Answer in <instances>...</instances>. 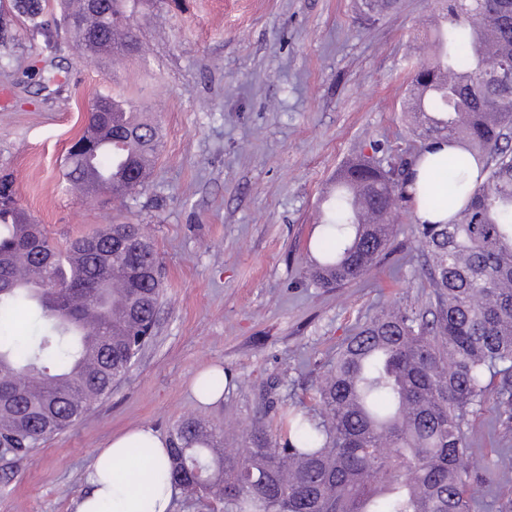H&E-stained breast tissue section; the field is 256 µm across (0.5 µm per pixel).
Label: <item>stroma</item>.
<instances>
[{"label":"stroma","mask_w":512,"mask_h":512,"mask_svg":"<svg viewBox=\"0 0 512 512\" xmlns=\"http://www.w3.org/2000/svg\"><path fill=\"white\" fill-rule=\"evenodd\" d=\"M439 9L399 0L395 14L366 25L355 0H142L132 20L140 49L120 58L78 49L63 29L48 47L0 15L14 36L0 69V174L57 246L106 224L144 225L163 281L154 336L111 396L29 456H0V512H72L95 451L131 427L165 437L198 416L236 447L258 420L283 435L278 408L312 404L313 385L359 324L425 303L411 200L365 277L319 288L307 270L322 236V188L337 169L359 154L395 168L421 151L403 103ZM42 72L60 79L42 85ZM100 94L163 132L144 188L118 202L65 189L64 155ZM211 368L233 382L203 406L191 382ZM466 435L475 469L492 474L480 512H497L512 499V472L498 469L512 428L486 406Z\"/></svg>","instance_id":"1"}]
</instances>
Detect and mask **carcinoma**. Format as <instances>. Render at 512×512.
Wrapping results in <instances>:
<instances>
[{
	"mask_svg": "<svg viewBox=\"0 0 512 512\" xmlns=\"http://www.w3.org/2000/svg\"><path fill=\"white\" fill-rule=\"evenodd\" d=\"M131 2L139 0L67 8L78 23L71 38L95 54L130 52ZM396 5L377 0L369 10L360 0L358 19L374 22ZM12 9L51 41L42 0H12ZM440 14L447 23L411 79V88H429L411 121L425 140L458 142L491 162L470 190L463 159L448 158L444 174L467 201L448 223L416 229L426 307L385 308L364 322L322 375L315 406L281 412L284 439L260 422L227 452L224 429L204 419L170 430V479L224 502V512H477L471 487L486 477L471 467L469 416L491 401L496 421L512 424V84L483 79L491 66L512 69V0H443ZM484 35L496 43L492 54L480 50ZM87 126L66 151L68 189L122 198L143 189L142 163L162 146L158 128L108 95L92 100ZM332 182L320 216L326 244L309 269L322 288L364 277L387 252L394 225L370 231L362 208H395L413 179L359 155ZM19 257L35 266L36 281L18 277ZM46 279L54 291L39 289ZM161 295L143 225L111 224L59 249L18 200L0 203V438L26 456L79 421L89 394L110 395L151 339ZM33 306L46 321L63 319L47 334L13 335L18 314ZM92 344L97 364L84 369ZM33 381L46 387L35 392Z\"/></svg>",
	"mask_w": 512,
	"mask_h": 512,
	"instance_id": "obj_1",
	"label": "carcinoma"
}]
</instances>
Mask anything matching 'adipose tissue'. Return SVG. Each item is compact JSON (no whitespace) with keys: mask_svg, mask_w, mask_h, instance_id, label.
Listing matches in <instances>:
<instances>
[{"mask_svg":"<svg viewBox=\"0 0 512 512\" xmlns=\"http://www.w3.org/2000/svg\"><path fill=\"white\" fill-rule=\"evenodd\" d=\"M456 153L446 143H429L415 159L416 187L431 189L438 198L434 207L417 205V223H448L465 204V196L449 198L437 175L439 163ZM167 448V439L148 426L112 436L96 450L85 470L73 512H172L178 489L159 477L168 464Z\"/></svg>","mask_w":512,"mask_h":512,"instance_id":"ef3b65f1","label":"adipose tissue"}]
</instances>
